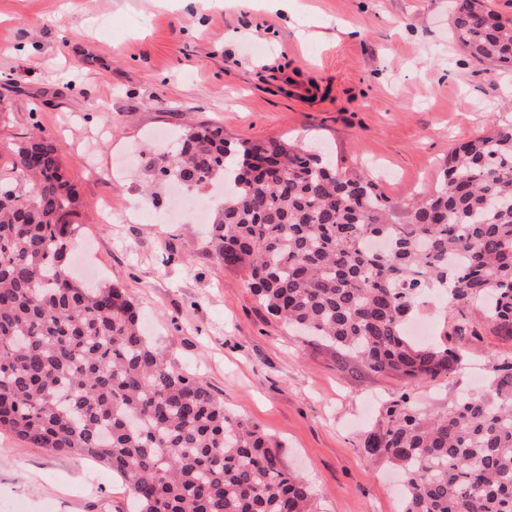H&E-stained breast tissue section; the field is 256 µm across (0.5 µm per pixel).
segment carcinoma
I'll return each instance as SVG.
<instances>
[{
    "mask_svg": "<svg viewBox=\"0 0 512 512\" xmlns=\"http://www.w3.org/2000/svg\"><path fill=\"white\" fill-rule=\"evenodd\" d=\"M449 24L470 56L512 68V20L491 0H458ZM16 157L21 177L0 178V431L105 463L137 512H313L266 435L152 347L124 287L74 276L79 201L51 135ZM159 174L224 181L209 226L224 263L248 268L269 314L368 371L412 385L457 365L405 331L440 288L453 305L483 301L512 337L511 124L451 149L403 224L368 177L300 143L230 141L220 125L188 129ZM364 448L402 468L403 512H512V360L442 413L390 411Z\"/></svg>",
    "mask_w": 512,
    "mask_h": 512,
    "instance_id": "1",
    "label": "carcinoma"
}]
</instances>
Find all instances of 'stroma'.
<instances>
[{
  "instance_id": "1",
  "label": "stroma",
  "mask_w": 512,
  "mask_h": 512,
  "mask_svg": "<svg viewBox=\"0 0 512 512\" xmlns=\"http://www.w3.org/2000/svg\"><path fill=\"white\" fill-rule=\"evenodd\" d=\"M451 0H0V174L15 146L55 129L76 186L78 277L127 289L153 346L200 377L225 408L269 435L310 484L318 512H403L400 474L366 452L393 404L445 411L484 390L512 338L478 303L418 306L427 342L457 367L413 386L341 363L293 333L225 265L198 224H159L167 181L130 162L176 150L220 123L231 140L321 144L367 169L397 207L433 190L452 144L512 123V71L471 57L449 28ZM112 221H98L103 201ZM477 336L455 330L458 312ZM0 512H135L101 462L0 432Z\"/></svg>"
}]
</instances>
